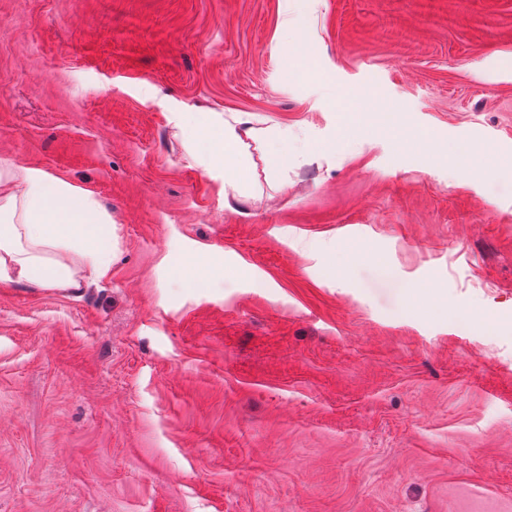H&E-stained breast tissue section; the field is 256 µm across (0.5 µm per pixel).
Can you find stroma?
<instances>
[{
  "label": "stroma",
  "instance_id": "stroma-1",
  "mask_svg": "<svg viewBox=\"0 0 512 512\" xmlns=\"http://www.w3.org/2000/svg\"><path fill=\"white\" fill-rule=\"evenodd\" d=\"M0 164L118 236L0 282V512H512V0H0ZM195 137L197 140H212L202 157V164L211 177L223 178L224 186L226 183L236 187L247 185L251 174L244 158L249 153L250 145L244 137L261 145L264 141L262 129L242 131L224 119L221 121L217 115H211L210 120L197 127ZM219 273H224L223 267H216L208 255L198 252L186 270L185 277L188 281L200 285L215 278Z\"/></svg>",
  "mask_w": 512,
  "mask_h": 512
}]
</instances>
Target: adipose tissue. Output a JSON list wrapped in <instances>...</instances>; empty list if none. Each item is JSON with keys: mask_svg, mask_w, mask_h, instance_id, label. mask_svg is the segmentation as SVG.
<instances>
[{"mask_svg": "<svg viewBox=\"0 0 512 512\" xmlns=\"http://www.w3.org/2000/svg\"><path fill=\"white\" fill-rule=\"evenodd\" d=\"M196 138L210 140L202 163L210 176L242 187L244 163L260 129L241 130L218 116L201 124ZM112 217L91 191L37 166L0 167V281L43 288H79L106 278L112 267ZM74 253L68 264L62 253Z\"/></svg>", "mask_w": 512, "mask_h": 512, "instance_id": "1", "label": "adipose tissue"}]
</instances>
